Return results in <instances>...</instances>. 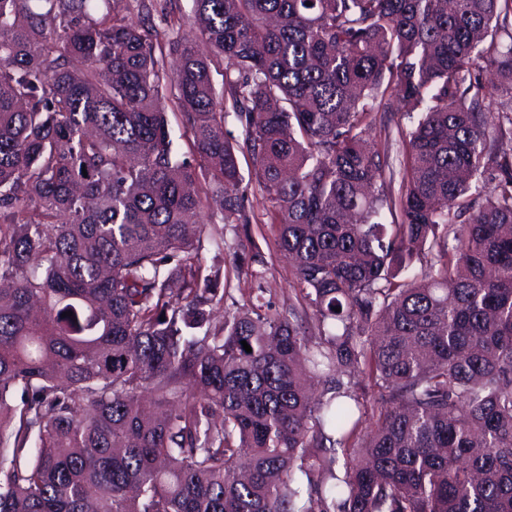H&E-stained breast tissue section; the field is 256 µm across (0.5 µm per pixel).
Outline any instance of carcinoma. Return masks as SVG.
<instances>
[{
  "label": "carcinoma",
  "instance_id": "obj_1",
  "mask_svg": "<svg viewBox=\"0 0 512 512\" xmlns=\"http://www.w3.org/2000/svg\"><path fill=\"white\" fill-rule=\"evenodd\" d=\"M123 3L0 0V512H512V0ZM250 187V185H249ZM249 205L255 219L247 228H239L238 248L245 251L258 249L267 260V276L265 288L266 298L273 302L275 308L288 307V303L296 302V295L292 285L291 264L287 257L279 252L273 242L269 226L264 224L267 216L264 215L269 207L257 186L251 184L248 190ZM206 264L207 266H213V270H219L218 278L221 286L224 284L225 274L228 275L231 294L233 300L237 302V306L250 305L249 288H251V282L246 267L236 270L232 264V255L228 251H224L223 255L217 256L213 252L206 254Z\"/></svg>",
  "mask_w": 512,
  "mask_h": 512
}]
</instances>
